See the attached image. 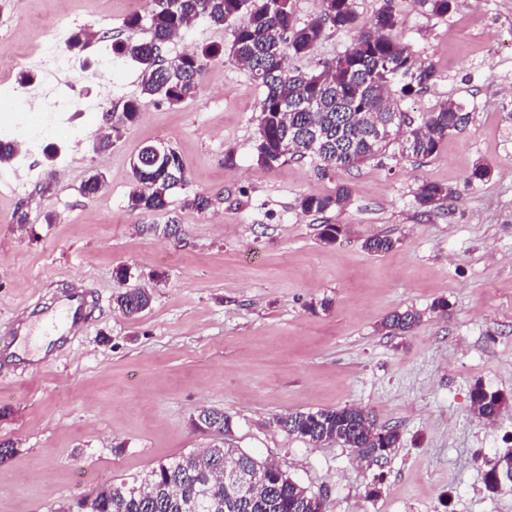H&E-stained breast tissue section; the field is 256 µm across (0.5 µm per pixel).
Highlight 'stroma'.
Returning <instances> with one entry per match:
<instances>
[{
  "label": "stroma",
  "mask_w": 512,
  "mask_h": 512,
  "mask_svg": "<svg viewBox=\"0 0 512 512\" xmlns=\"http://www.w3.org/2000/svg\"><path fill=\"white\" fill-rule=\"evenodd\" d=\"M391 6L397 38L436 70L402 111L416 118L451 99L470 121L430 158H397L392 145L356 168L325 171L309 156L257 165L263 91L225 56L172 105L142 95L135 62L105 68L110 46L92 42L40 105L64 112L72 137L33 130L27 114L46 42L64 45L79 27L117 31L125 16L114 0H0V50L15 60L0 72V135L21 143L0 164V180L15 186L0 195V344L14 336V313L69 287L96 302L89 325L53 359L0 361V443L16 448L0 463V512H64L209 445L192 426L205 408L231 417V446L276 462L324 512H512V492L488 491L483 468L512 448V105L502 94L512 87V0H457L445 17L418 0ZM352 39L328 30L288 66L313 70ZM231 41L230 28L199 20L163 54ZM22 71L34 81L20 84ZM129 98L140 102L137 122L96 153L104 106ZM150 143L174 149L185 166L165 213L129 201L130 161ZM480 160L491 176L470 181ZM96 170L105 182L89 198L81 187ZM424 182L459 194L422 213L414 194ZM342 183L351 188L343 209L298 207L301 196ZM197 193L212 197L209 211L191 206ZM172 215L178 237L146 232ZM324 224L341 226L335 243L320 241ZM376 235L395 247L369 254L363 244ZM120 266L128 283L115 277ZM128 286L152 295L133 318L113 305ZM407 309L421 316L409 334L384 329L391 312ZM478 383L508 398L490 428L470 410ZM345 406L398 427L400 447L363 464L343 444L307 442L276 424L289 412Z\"/></svg>",
  "instance_id": "obj_1"
}]
</instances>
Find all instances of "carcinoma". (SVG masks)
I'll use <instances>...</instances> for the list:
<instances>
[{"label": "carcinoma", "instance_id": "obj_1", "mask_svg": "<svg viewBox=\"0 0 512 512\" xmlns=\"http://www.w3.org/2000/svg\"><path fill=\"white\" fill-rule=\"evenodd\" d=\"M383 0L374 27L357 28L354 0H320L317 15L301 24L292 0H150L148 14L133 13L124 21L126 36L111 43L112 56L128 58L141 70V92L169 103H177L195 92L206 62L224 53L219 46H207L168 60L162 45L204 18L216 26L232 29L231 59L245 66L264 91L260 103L256 161L271 167L291 157L312 156L324 166L348 170L386 151L398 139L403 157H431L448 135L468 124L470 113L453 100L423 113L415 126L404 112H398L390 98L420 92L435 78V70L416 60L393 35L398 19ZM430 15L445 17L456 0H420ZM148 26L151 38L141 40L137 32ZM356 32L350 46L336 59L321 63L308 73H294L288 60L310 55L329 28ZM67 48L83 52L90 44L81 29L71 32ZM139 115L135 99L116 100L103 112L110 129L98 143L105 151L122 136ZM135 190L130 196L134 209L164 211L172 189L185 183L184 164L169 148L155 151L147 144L131 162ZM451 186L427 182L415 194L418 207L430 213L456 196ZM350 190L342 185L328 195L309 194L298 206L305 213H324L343 208ZM389 237L367 239L363 247L372 254L393 248ZM151 303V294L129 288L115 297V308L135 317ZM420 320L416 312H395L384 327L396 334L410 331ZM504 398L476 386L471 393L472 414L493 419ZM284 432L312 442L335 441L352 449L361 460L379 462L400 447L395 426L377 429L364 411L345 406L309 412L286 413L277 418ZM194 429L217 442L231 432V418L217 409H203L193 420ZM225 463L216 466L198 460L191 452L161 463L146 474L137 486L112 484L90 499H80L65 512H191L198 492L197 512H323L322 503L274 463L260 461L237 448L228 449ZM241 465L251 471L254 484L248 498L219 472ZM486 486L494 491L512 489V455L504 450L484 461Z\"/></svg>", "mask_w": 512, "mask_h": 512}]
</instances>
